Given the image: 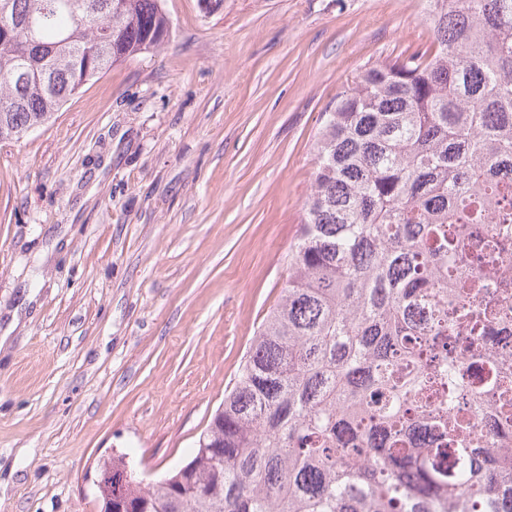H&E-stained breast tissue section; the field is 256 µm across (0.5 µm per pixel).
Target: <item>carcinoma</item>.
<instances>
[{
  "label": "carcinoma",
  "instance_id": "obj_1",
  "mask_svg": "<svg viewBox=\"0 0 512 512\" xmlns=\"http://www.w3.org/2000/svg\"><path fill=\"white\" fill-rule=\"evenodd\" d=\"M427 21L324 114L282 299L187 462L100 512H512V349L483 344L512 330V0ZM168 35L161 0H0V140Z\"/></svg>",
  "mask_w": 512,
  "mask_h": 512
}]
</instances>
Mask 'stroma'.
<instances>
[{
    "mask_svg": "<svg viewBox=\"0 0 512 512\" xmlns=\"http://www.w3.org/2000/svg\"><path fill=\"white\" fill-rule=\"evenodd\" d=\"M169 36L0 141V512H100L96 461L195 447L288 282L324 112L426 0H163Z\"/></svg>",
    "mask_w": 512,
    "mask_h": 512,
    "instance_id": "obj_1",
    "label": "stroma"
}]
</instances>
